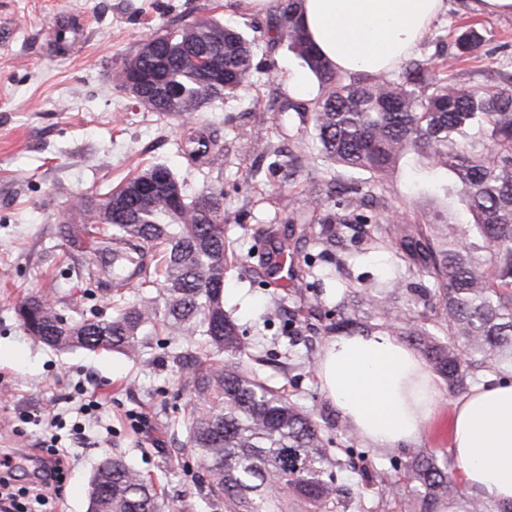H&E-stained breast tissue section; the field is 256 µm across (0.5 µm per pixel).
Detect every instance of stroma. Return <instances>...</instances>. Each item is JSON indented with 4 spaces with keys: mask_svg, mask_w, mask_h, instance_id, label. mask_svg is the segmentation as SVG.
Segmentation results:
<instances>
[{
    "mask_svg": "<svg viewBox=\"0 0 512 512\" xmlns=\"http://www.w3.org/2000/svg\"><path fill=\"white\" fill-rule=\"evenodd\" d=\"M446 3L415 58L448 69L465 85L512 86V15L483 14L476 0ZM197 19L233 22L253 43L259 71L237 101L183 120L147 111L117 89L122 60L143 39ZM462 25L483 36L479 55L467 60L456 57L452 46V32ZM292 79L301 83L293 93ZM316 95L270 8L256 12L238 5L230 11L224 0H0V449L57 439L70 460L63 485L49 492L54 512H87L90 477L113 455L155 483L165 512H210L196 485L201 462L175 427L188 400L192 366H172L156 346L136 360L54 349L31 337L16 314L20 302L33 296L70 311L110 314V292L91 289L83 277L101 257L95 236L69 232L84 219L75 204L83 196H104L155 162L177 173L188 196L220 193L226 233L240 258L225 281V305L248 329L253 353L263 360L261 374L315 414L338 421L317 375L330 334L311 318L300 325L301 340L289 336V314L301 303L295 280L279 274L266 286L252 282L273 240L283 241L295 267L318 252L289 218L309 207L319 174L297 172L288 186L270 176L259 156L263 148L283 155L299 151V118L279 106ZM201 132L219 149L194 161L188 139ZM421 178L409 160L383 182L389 215L413 220L440 209L439 200L417 193ZM336 258L341 267L335 281L308 291L306 301L322 309L343 306L346 316L360 321L366 309L353 296L360 284L401 279L405 289L392 301L397 313L420 284L398 255L370 249L366 237L350 229ZM456 399L443 390L436 415L413 446L373 448L344 425L331 436L336 447L364 453L372 477L381 473L399 481L412 448L441 462L449 457ZM90 400L100 403L104 424L82 437L73 430L80 420L73 408ZM54 413L59 420L53 425Z\"/></svg>",
    "mask_w": 512,
    "mask_h": 512,
    "instance_id": "stroma-1",
    "label": "stroma"
}]
</instances>
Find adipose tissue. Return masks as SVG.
<instances>
[{"label": "adipose tissue", "instance_id": "ef3b65f1", "mask_svg": "<svg viewBox=\"0 0 512 512\" xmlns=\"http://www.w3.org/2000/svg\"><path fill=\"white\" fill-rule=\"evenodd\" d=\"M444 7L445 0H301L300 22L339 69L388 73ZM318 376L349 430L375 448L416 441L440 399L425 362L385 331L334 338ZM450 452L466 487L512 505L511 378L481 381L453 403Z\"/></svg>", "mask_w": 512, "mask_h": 512}]
</instances>
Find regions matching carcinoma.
<instances>
[{
  "mask_svg": "<svg viewBox=\"0 0 512 512\" xmlns=\"http://www.w3.org/2000/svg\"><path fill=\"white\" fill-rule=\"evenodd\" d=\"M300 0H279L276 19L288 46L317 82L313 102L314 148L288 154V175L311 165L325 173L341 168L367 173L374 186L409 152L448 173L445 184L429 181L448 204L469 215L461 222L439 212L423 224H392L387 206L355 182L330 177L326 198L315 200L314 216L298 211L289 223L310 231L319 258L336 262L343 229L365 227L374 247L400 250L423 281L411 289L423 310L408 307L402 334L425 356L453 391L480 376L512 370V89L466 86L429 63L409 60L400 72L347 73L314 49L299 22ZM168 61L165 84L174 102L157 106L135 98L150 112L186 118L200 101L224 103L253 84L257 67L251 41L236 25L211 20L185 23L164 35ZM483 40L473 28L454 31L456 56L469 58ZM224 56V82L207 75L205 63ZM151 40L122 62L118 87L126 93L131 75L153 68ZM179 183L165 164H153L94 204L84 205L86 223L105 224L98 241L107 251L115 239H130L158 253L154 272L139 287L163 277L160 298L123 306L104 317L75 318L44 302L24 321L43 344L63 350H106L134 359L156 340L176 366L205 356L193 376L182 419L187 443L201 461L205 497L220 512H360L365 474L350 466L349 448H332L329 426L288 397L253 368L248 332L225 308L224 284L238 260L225 235L221 198L202 192L178 203L156 196L133 203L127 218L111 212L112 199L130 185L157 174ZM402 281L372 280L357 293L377 319L390 327V301ZM326 331L365 333L351 317L330 320ZM406 481L416 495L410 512H512L461 486L436 456L412 452ZM90 512H163L154 484L121 457L102 461L89 488Z\"/></svg>",
  "mask_w": 512,
  "mask_h": 512,
  "instance_id": "obj_1",
  "label": "carcinoma"
}]
</instances>
